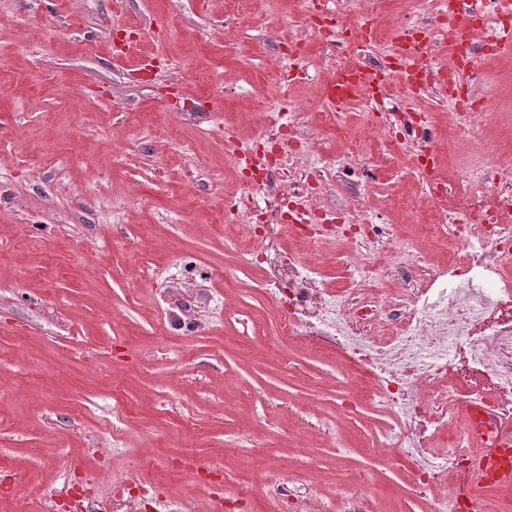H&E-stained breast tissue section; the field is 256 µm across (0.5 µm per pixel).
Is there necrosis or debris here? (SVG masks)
I'll return each mask as SVG.
<instances>
[{
	"mask_svg": "<svg viewBox=\"0 0 512 512\" xmlns=\"http://www.w3.org/2000/svg\"><path fill=\"white\" fill-rule=\"evenodd\" d=\"M455 107L448 124L460 137L484 127L486 97L471 90ZM278 151L276 165L242 150L232 164L247 171L246 186L260 187L274 168L299 160L288 142ZM317 191L310 175H300L295 204L286 210L299 232L297 245L370 241L412 261V254L391 246L385 226L313 223ZM430 197L460 217L448 227L455 249L440 268L456 279L453 288L435 290L413 278L399 288L367 287L382 268L378 256L367 254L350 258V287L334 288L283 245V226L275 220L255 228L248 254L261 258L264 286L288 289L283 340L327 343L367 371L372 404L390 418L382 446L395 463H407L412 497L428 499L429 512H474L465 488L479 467L481 446L512 430V165L487 158L481 176L453 173L431 187ZM479 269L495 274V287L483 286Z\"/></svg>",
	"mask_w": 512,
	"mask_h": 512,
	"instance_id": "necrosis-or-debris-1",
	"label": "necrosis or debris"
}]
</instances>
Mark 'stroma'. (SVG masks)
Wrapping results in <instances>:
<instances>
[{"mask_svg":"<svg viewBox=\"0 0 512 512\" xmlns=\"http://www.w3.org/2000/svg\"><path fill=\"white\" fill-rule=\"evenodd\" d=\"M366 23L388 41L435 25L420 0H0V512L124 484L145 512H192L265 462L304 501L366 470L393 512H424L378 445L386 417L339 414L365 371L281 342L288 305L239 248L253 217L225 158V135L252 147L290 113L322 209L420 252L455 222L403 146L360 129L419 113L437 180L492 140L512 164V51L472 76L496 108L462 144L433 93L395 81L323 117L334 63L387 61L352 49Z\"/></svg>","mask_w":512,"mask_h":512,"instance_id":"1","label":"stroma"}]
</instances>
